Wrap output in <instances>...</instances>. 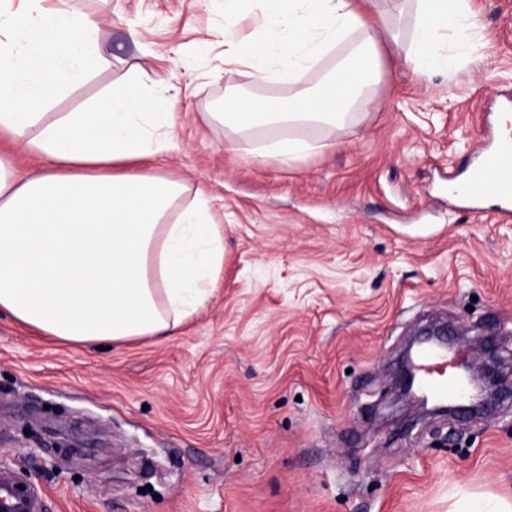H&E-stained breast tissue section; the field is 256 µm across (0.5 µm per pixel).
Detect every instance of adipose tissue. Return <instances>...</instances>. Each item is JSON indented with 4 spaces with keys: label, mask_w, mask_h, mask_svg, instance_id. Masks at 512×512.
<instances>
[{
    "label": "adipose tissue",
    "mask_w": 512,
    "mask_h": 512,
    "mask_svg": "<svg viewBox=\"0 0 512 512\" xmlns=\"http://www.w3.org/2000/svg\"><path fill=\"white\" fill-rule=\"evenodd\" d=\"M258 0L262 36L231 54L257 82L290 89L288 109L230 94L214 118L225 130L258 134L253 160L290 163L328 147L370 100L385 45L407 44L422 74L450 70L440 43L466 55L469 0ZM23 14L0 11V132L48 159L18 176L0 156V314L75 345L171 336L209 297L224 264V237L203 191L189 204L184 182L122 170L177 145L175 102L155 96L131 66L111 92L79 112L47 116L55 98L110 65L98 21L46 0ZM410 16L402 25L401 16ZM327 69L312 90L307 73Z\"/></svg>",
    "instance_id": "ef3b65f1"
}]
</instances>
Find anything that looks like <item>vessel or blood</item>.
Masks as SVG:
<instances>
[{
    "instance_id": "b4317fda",
    "label": "vessel or blood",
    "mask_w": 512,
    "mask_h": 512,
    "mask_svg": "<svg viewBox=\"0 0 512 512\" xmlns=\"http://www.w3.org/2000/svg\"><path fill=\"white\" fill-rule=\"evenodd\" d=\"M512 157V139H497L486 152L481 164L464 185L463 199L479 200L485 190L488 177H495L502 205L498 210L500 221H512V167L506 165V158ZM446 360L437 350L424 347L416 354L414 372L419 388L438 399H452L463 392L459 379L438 378L439 369ZM0 512H42V501L38 493L28 486H22L14 473L0 470Z\"/></svg>"
}]
</instances>
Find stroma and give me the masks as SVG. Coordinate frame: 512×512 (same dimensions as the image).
<instances>
[{"instance_id":"obj_1","label":"stroma","mask_w":512,"mask_h":512,"mask_svg":"<svg viewBox=\"0 0 512 512\" xmlns=\"http://www.w3.org/2000/svg\"><path fill=\"white\" fill-rule=\"evenodd\" d=\"M478 56L422 75L385 50L374 100L335 146L284 164L211 117L224 76V0H72L114 62L52 101L72 112L127 71L177 99L179 150L143 165L203 189L224 268L173 337L100 349L0 315V467L43 512H466L512 502V223L499 200L449 197L480 141L512 130V0H469ZM448 330L484 361L492 407L421 419L391 405L400 355Z\"/></svg>"}]
</instances>
